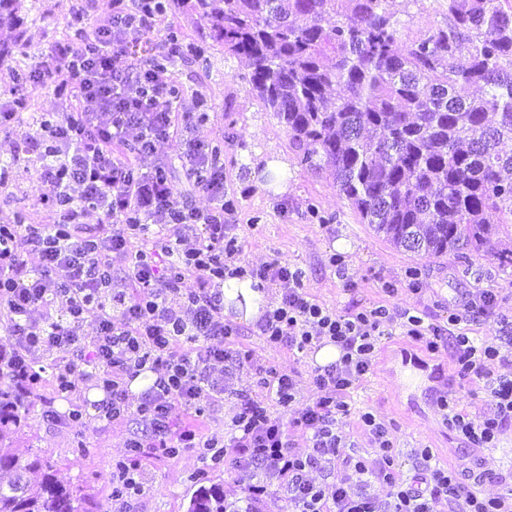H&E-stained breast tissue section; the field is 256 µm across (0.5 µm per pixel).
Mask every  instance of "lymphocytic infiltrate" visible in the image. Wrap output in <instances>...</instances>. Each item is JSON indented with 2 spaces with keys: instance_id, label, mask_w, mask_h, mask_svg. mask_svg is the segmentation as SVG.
I'll list each match as a JSON object with an SVG mask.
<instances>
[{
  "instance_id": "lymphocytic-infiltrate-1",
  "label": "lymphocytic infiltrate",
  "mask_w": 512,
  "mask_h": 512,
  "mask_svg": "<svg viewBox=\"0 0 512 512\" xmlns=\"http://www.w3.org/2000/svg\"><path fill=\"white\" fill-rule=\"evenodd\" d=\"M164 0H108L104 16L85 9L72 17L75 42L55 45L40 66L15 74L0 89V130L19 132L11 158L0 164V185L30 173L51 191L38 204L50 224L26 212L0 224V359L18 392L34 373V358L51 354L62 392L94 383L104 397L97 418L133 415L144 434L128 439L127 455L112 473V496L129 505L143 491L145 454L176 456L183 448L223 447L227 464L246 482V512H512V466L485 468L476 452L494 448L512 431V322L495 339L474 341L454 326L496 316L498 299L476 288L448 308L447 326L424 325L409 310L384 305L344 312L311 301L300 270L271 262L241 265L234 232V200L224 196V165L216 148L191 137L203 114L182 110L181 92L167 64L182 54L175 33L148 59L128 55L132 41L153 32ZM53 83L73 99L62 116L26 114L30 89ZM177 144L176 158L158 143ZM179 161L206 210L179 200L170 179ZM97 222H83L88 213ZM27 253H20L19 244ZM37 255L30 265L28 255ZM248 276L279 289V305L260 318L258 335L270 348L300 352L333 344L334 363L315 368L314 397L298 406L296 376L277 373L248 352L226 350L241 336L224 318V280ZM194 289H186L187 279ZM94 335L82 333L84 325ZM428 352L450 349L459 380L484 381L490 410H462L459 393L436 399L451 432L464 445L457 466L433 463L428 450L411 454L408 475L394 468L396 440L369 412L359 417L370 452L353 450L340 423L348 393L374 366L379 339L392 328ZM258 375L262 395H238L223 439L205 436L199 419L222 403L237 371ZM152 372L154 383L130 396L127 380ZM289 412L274 416L269 402ZM192 419L173 424L176 407ZM302 432L305 443L294 439ZM497 486L479 495V486Z\"/></svg>"
}]
</instances>
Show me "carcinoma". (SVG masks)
<instances>
[{
    "label": "carcinoma",
    "instance_id": "carcinoma-1",
    "mask_svg": "<svg viewBox=\"0 0 512 512\" xmlns=\"http://www.w3.org/2000/svg\"><path fill=\"white\" fill-rule=\"evenodd\" d=\"M173 2L249 62L252 91L300 163L328 170L361 223L418 256L512 268V251L495 249L512 224V154L501 149L512 142V0H436L443 26L410 45L394 0ZM22 9L0 0V32H19ZM32 407L1 366L0 512H97L82 485L12 448ZM188 512H224V491L199 488Z\"/></svg>",
    "mask_w": 512,
    "mask_h": 512
}]
</instances>
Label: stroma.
<instances>
[{
  "label": "stroma",
  "instance_id": "obj_1",
  "mask_svg": "<svg viewBox=\"0 0 512 512\" xmlns=\"http://www.w3.org/2000/svg\"><path fill=\"white\" fill-rule=\"evenodd\" d=\"M81 3L25 0L21 35L11 54L0 59V83L37 66L53 45L73 41L70 18ZM393 8L407 42L426 38L444 23L435 0H395ZM171 29L180 33L188 51L170 71L181 89L183 109L207 115L194 137L222 151L224 190L237 207L243 263L275 261L302 270L309 296L338 311L356 304L386 305L408 309L425 324L443 326L451 303L471 289L490 288L498 295L501 313L512 316V274L502 272L493 257L469 266L452 256L427 258L390 246L360 223L327 173L300 164L285 127L252 94L245 59L226 54L222 44L207 37L196 15L172 10L160 17L145 45L155 46ZM282 155L289 163L288 190L278 194L253 166ZM49 190V185L25 175L0 187V222L29 209L35 223H50L51 215L36 207L38 195ZM340 239L346 242L341 249L335 246ZM335 255L341 256L344 271L332 266ZM429 358L408 337H382L374 367L352 392V414L343 423L345 433L366 446V437L357 433L356 415L372 412L390 426L398 461L406 469L416 448L431 449L443 467L455 465L460 454L461 443L436 405L441 383L426 378L413 386L405 381L414 371L413 361ZM91 391V385H82L67 398L58 394L52 376H45L29 418L13 435V447L22 454L44 452L56 463L59 480L83 484L99 512H118L120 504L112 499V468L124 457L126 440L138 424L131 417L108 425L96 420ZM76 405L86 415L79 431L60 421ZM142 472L144 491L132 502V512H187L201 484L220 485L233 498L245 495L234 471L202 461L191 450L175 458L143 459Z\"/></svg>",
  "mask_w": 512,
  "mask_h": 512
}]
</instances>
